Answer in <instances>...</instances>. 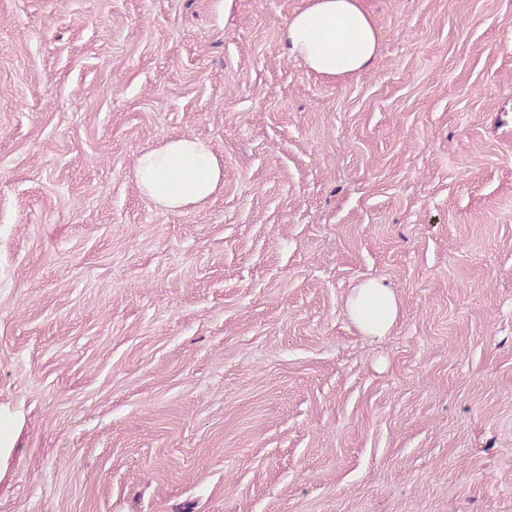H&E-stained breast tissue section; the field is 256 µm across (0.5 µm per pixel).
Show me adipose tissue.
<instances>
[{
    "instance_id": "obj_1",
    "label": "adipose tissue",
    "mask_w": 512,
    "mask_h": 512,
    "mask_svg": "<svg viewBox=\"0 0 512 512\" xmlns=\"http://www.w3.org/2000/svg\"><path fill=\"white\" fill-rule=\"evenodd\" d=\"M283 34L290 55L329 81L369 71L381 42L364 0H303L286 20ZM135 178L151 203L174 212L201 206L220 193L224 165L210 143L184 135L142 151ZM349 310L362 330L382 336L391 327L397 306L383 281L370 280L355 289Z\"/></svg>"
}]
</instances>
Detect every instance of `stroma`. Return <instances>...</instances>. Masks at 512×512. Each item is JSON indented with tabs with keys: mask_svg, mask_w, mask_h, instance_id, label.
Listing matches in <instances>:
<instances>
[{
	"mask_svg": "<svg viewBox=\"0 0 512 512\" xmlns=\"http://www.w3.org/2000/svg\"><path fill=\"white\" fill-rule=\"evenodd\" d=\"M302 2L0 0V512H512V0H365L336 82ZM283 34L290 55L329 81L369 71L382 38L364 0H303L286 20ZM135 178L143 195L168 212L205 204L224 189V164L204 140L167 138L139 155ZM379 302V313L371 312V303ZM351 317L369 335L382 336L387 333L397 312L391 289L382 280H369L354 290L349 300Z\"/></svg>",
	"mask_w": 512,
	"mask_h": 512,
	"instance_id": "1",
	"label": "stroma"
}]
</instances>
